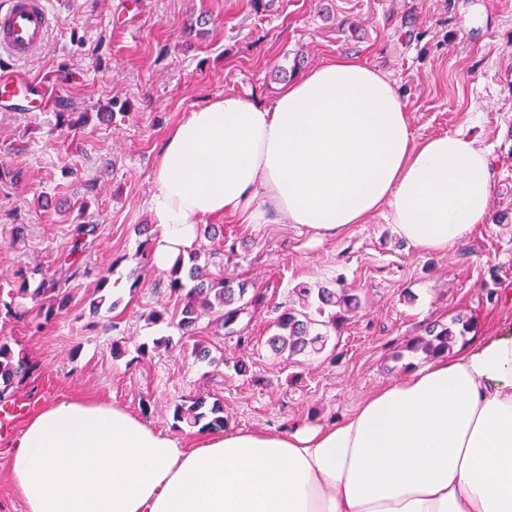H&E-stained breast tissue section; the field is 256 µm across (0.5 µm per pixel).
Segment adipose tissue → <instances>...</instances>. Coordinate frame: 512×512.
<instances>
[{"label": "adipose tissue", "mask_w": 512, "mask_h": 512, "mask_svg": "<svg viewBox=\"0 0 512 512\" xmlns=\"http://www.w3.org/2000/svg\"><path fill=\"white\" fill-rule=\"evenodd\" d=\"M150 210L157 268L206 218L319 239L377 213L433 251L492 213L490 157L461 132L416 140L383 73L336 56L268 105L228 93L169 131ZM27 512H512V334L474 336L311 428L203 430L185 448L123 407L61 400L10 462Z\"/></svg>", "instance_id": "1"}]
</instances>
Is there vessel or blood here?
Segmentation results:
<instances>
[{
    "mask_svg": "<svg viewBox=\"0 0 512 512\" xmlns=\"http://www.w3.org/2000/svg\"><path fill=\"white\" fill-rule=\"evenodd\" d=\"M50 24L47 0H8L6 9L0 11V49L14 58L33 56L43 47ZM42 100L38 83L9 70L0 72V106L29 112Z\"/></svg>",
    "mask_w": 512,
    "mask_h": 512,
    "instance_id": "obj_1",
    "label": "vessel or blood"
}]
</instances>
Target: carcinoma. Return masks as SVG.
I'll use <instances>...</instances> for the list:
<instances>
[{"label": "carcinoma", "instance_id": "cac0c4a2", "mask_svg": "<svg viewBox=\"0 0 512 512\" xmlns=\"http://www.w3.org/2000/svg\"><path fill=\"white\" fill-rule=\"evenodd\" d=\"M96 231V226L77 222L70 229L68 249L57 259L53 273L41 275L37 287L30 288L29 272L22 266L12 270L11 276L18 286V294L28 296L38 304L37 314L29 318L27 312L12 308L9 303L0 305L3 313L18 321H24L35 331H40L51 322L72 299L68 284L73 276L81 273L96 278V291L106 289L111 272L95 270L84 261L88 247V237ZM199 252L190 250L187 258L180 259L170 271L169 291L182 297L184 306L178 328L182 335L195 333L199 321L204 317L221 328L227 335L237 337V343L247 345L251 337L246 335V327H237L244 315H255L264 309L265 295L259 292L248 293L246 284L233 275L211 276L198 264ZM305 310L284 311L274 321L276 332L268 343L273 349L288 357L295 355H318L327 345L330 332L338 331L345 321V314L356 307V294L350 288H320L312 293L309 288L299 289ZM473 328V317L457 315L450 323L440 327L432 326L424 336L408 339L404 349L411 353L421 352L428 357L450 352L457 340ZM37 364L23 350H17L10 340L0 336V398L14 391L18 384L31 378ZM173 420L190 427L199 424L209 430L224 428V406L219 402L207 404L198 397L184 400L174 405Z\"/></svg>", "mask_w": 512, "mask_h": 512}]
</instances>
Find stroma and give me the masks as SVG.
Here are the masks:
<instances>
[{"mask_svg":"<svg viewBox=\"0 0 512 512\" xmlns=\"http://www.w3.org/2000/svg\"><path fill=\"white\" fill-rule=\"evenodd\" d=\"M42 50L15 72L42 84L34 112L0 109V160L20 170L0 184V299L20 266L54 271L77 218L95 224L85 262L111 267L113 309L91 313L90 280L70 282V307L39 335L0 319V336L37 364L0 411L28 413L62 399L119 405L190 445L194 428L175 425V403L202 396L224 406L226 430L313 427L352 411L403 376L394 354L433 322L474 316L473 335L512 333V0H50ZM413 12L416 37L401 19ZM336 55L366 61L398 88L416 139L462 130L489 149L496 222L476 225L442 251L409 244L382 215L317 241L280 219L228 221L223 237L199 232L201 264L261 290L239 346L202 319L196 336L152 310L179 311L168 273L147 266L142 244L160 227L150 213L153 172L172 125L234 92L268 104L305 70ZM62 112H85L71 130ZM343 281L359 297L340 333L314 358L275 354L272 324L300 308L298 288ZM164 346H157V339ZM123 353L113 356V341ZM210 349L193 355L195 342ZM148 346L140 355V346Z\"/></svg>","mask_w":512,"mask_h":512,"instance_id":"35a3bbf8","label":"stroma"}]
</instances>
